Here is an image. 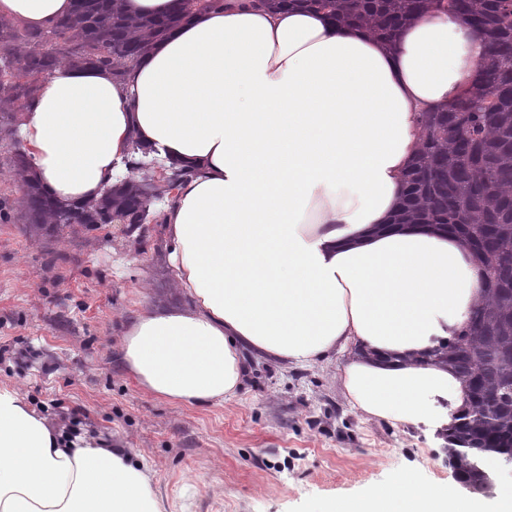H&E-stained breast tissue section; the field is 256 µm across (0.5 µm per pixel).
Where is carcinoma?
I'll list each match as a JSON object with an SVG mask.
<instances>
[{"label": "carcinoma", "mask_w": 512, "mask_h": 512, "mask_svg": "<svg viewBox=\"0 0 512 512\" xmlns=\"http://www.w3.org/2000/svg\"><path fill=\"white\" fill-rule=\"evenodd\" d=\"M79 25L63 20L35 30L0 19V98L32 102L39 82L64 61L109 68L116 79L136 64L152 41L180 18L218 8L225 0H180L179 14L128 16L123 0H76ZM270 8L324 11L339 24H364L387 41L404 24L444 10L480 29L492 48L477 67L470 91L446 112L422 119L420 150L407 176L399 221L449 228L467 237L496 287L485 290L471 326L434 349L428 360L452 367L462 380L468 411L445 434L448 463L462 481H484L483 463L512 457V0H263ZM26 47L18 58L12 48ZM138 179L107 189L92 204L50 202L23 184L22 220L31 232L91 229L112 223L119 211L131 222L148 220V196L157 173L132 159Z\"/></svg>", "instance_id": "obj_1"}]
</instances>
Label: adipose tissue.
<instances>
[{"instance_id":"adipose-tissue-1","label":"adipose tissue","mask_w":512,"mask_h":512,"mask_svg":"<svg viewBox=\"0 0 512 512\" xmlns=\"http://www.w3.org/2000/svg\"><path fill=\"white\" fill-rule=\"evenodd\" d=\"M74 0H0L34 29ZM489 57L480 31L433 12L385 43L303 8L232 0L192 14L116 81L56 65L19 114L26 182L83 205L129 171L133 144L187 171L168 200V261L189 305L144 309L119 342L138 386L177 405L221 404L243 351L311 365L343 355L350 405L446 431L466 412L458 375L427 364L484 294L462 237L394 217L423 113L448 107ZM313 512H479L452 487L395 480ZM0 512H162L124 449L62 436L0 388Z\"/></svg>"}]
</instances>
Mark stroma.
<instances>
[{
  "label": "stroma",
  "instance_id": "stroma-1",
  "mask_svg": "<svg viewBox=\"0 0 512 512\" xmlns=\"http://www.w3.org/2000/svg\"><path fill=\"white\" fill-rule=\"evenodd\" d=\"M0 102V387L20 391L58 431L101 435L147 472L164 512H311L406 475L459 486L445 440L365 417L336 371L341 356L307 367L250 359L237 395L180 406L144 393L115 347L143 309L184 304L167 263L161 218L132 233L106 227L45 238L18 218L20 142Z\"/></svg>",
  "mask_w": 512,
  "mask_h": 512
}]
</instances>
